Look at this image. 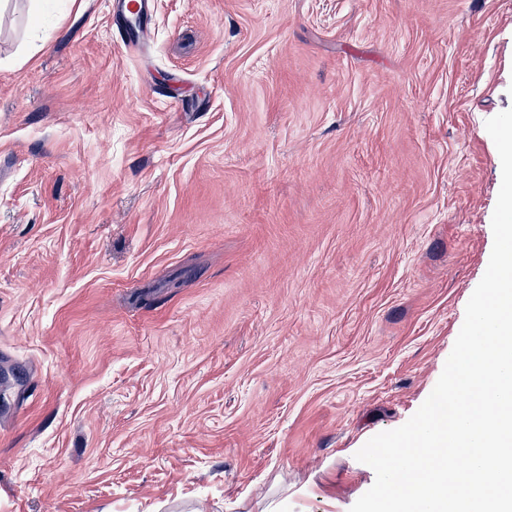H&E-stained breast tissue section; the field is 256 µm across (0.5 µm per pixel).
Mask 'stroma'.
<instances>
[{
    "label": "stroma",
    "mask_w": 512,
    "mask_h": 512,
    "mask_svg": "<svg viewBox=\"0 0 512 512\" xmlns=\"http://www.w3.org/2000/svg\"><path fill=\"white\" fill-rule=\"evenodd\" d=\"M0 13V512H349L493 247L512 0ZM115 14L123 21L137 24L145 19L147 0H114Z\"/></svg>",
    "instance_id": "obj_1"
}]
</instances>
